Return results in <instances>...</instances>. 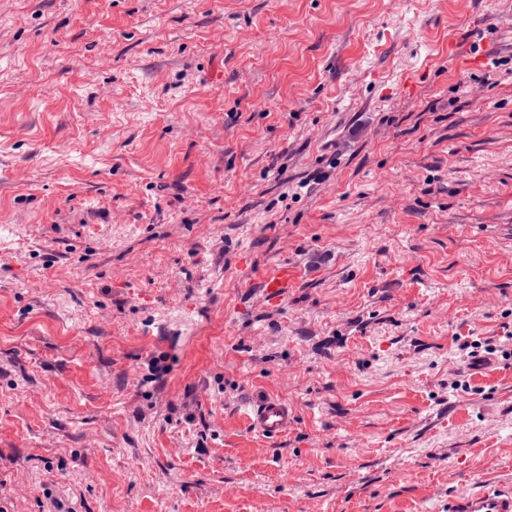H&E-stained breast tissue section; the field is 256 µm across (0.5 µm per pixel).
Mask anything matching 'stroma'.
Instances as JSON below:
<instances>
[{
    "label": "stroma",
    "instance_id": "obj_1",
    "mask_svg": "<svg viewBox=\"0 0 512 512\" xmlns=\"http://www.w3.org/2000/svg\"><path fill=\"white\" fill-rule=\"evenodd\" d=\"M512 0H0V506L448 512L512 483ZM309 278L270 305L266 266ZM272 395L269 440L243 417ZM252 431L267 439L278 438L295 421V413L282 398L263 397L245 407Z\"/></svg>",
    "mask_w": 512,
    "mask_h": 512
}]
</instances>
